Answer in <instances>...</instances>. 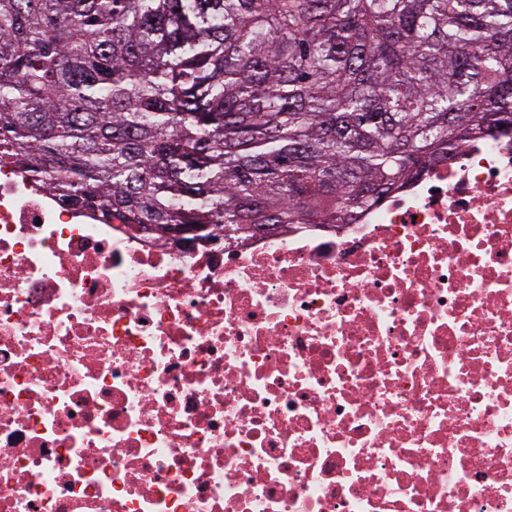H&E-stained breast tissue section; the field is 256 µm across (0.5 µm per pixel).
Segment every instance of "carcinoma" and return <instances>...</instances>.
<instances>
[{
    "instance_id": "1",
    "label": "carcinoma",
    "mask_w": 512,
    "mask_h": 512,
    "mask_svg": "<svg viewBox=\"0 0 512 512\" xmlns=\"http://www.w3.org/2000/svg\"><path fill=\"white\" fill-rule=\"evenodd\" d=\"M512 124V0H0V160L102 224H341Z\"/></svg>"
}]
</instances>
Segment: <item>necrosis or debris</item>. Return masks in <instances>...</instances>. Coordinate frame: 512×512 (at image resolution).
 Listing matches in <instances>:
<instances>
[{
    "instance_id": "4bbe7bcc",
    "label": "necrosis or debris",
    "mask_w": 512,
    "mask_h": 512,
    "mask_svg": "<svg viewBox=\"0 0 512 512\" xmlns=\"http://www.w3.org/2000/svg\"><path fill=\"white\" fill-rule=\"evenodd\" d=\"M0 512H512V130L228 242L1 161Z\"/></svg>"
}]
</instances>
